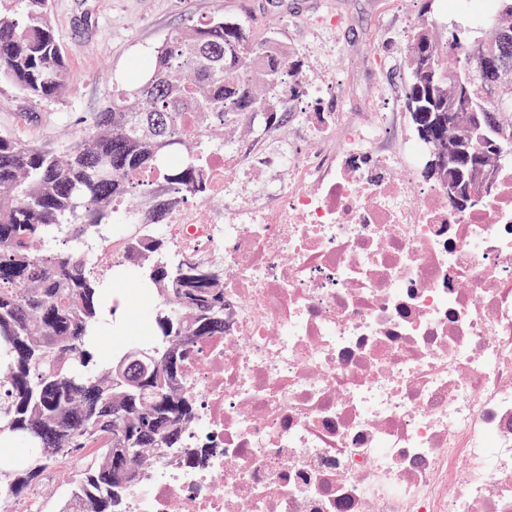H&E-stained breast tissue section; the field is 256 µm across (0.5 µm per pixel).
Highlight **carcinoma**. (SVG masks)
Listing matches in <instances>:
<instances>
[{"mask_svg":"<svg viewBox=\"0 0 512 512\" xmlns=\"http://www.w3.org/2000/svg\"><path fill=\"white\" fill-rule=\"evenodd\" d=\"M50 0H0V79L38 101L61 95L67 56ZM476 49L488 72L466 68ZM405 106L428 150L426 177L472 184L469 164L448 156V113L468 101L481 115L474 154L512 138V0H495L485 21L443 37L424 3L406 56ZM304 64L276 36L253 39L247 21L220 10L172 31L133 62L127 81L65 147L0 135V495L24 498L65 460L76 471L60 512H122L124 469L191 461L186 430L198 405L184 385L191 348L224 334V267L168 249L156 235L130 236L124 262L141 271L155 308L136 318L125 345L108 349L111 284L88 254L106 240L114 205L151 202V223L180 205L182 191L205 198L207 150L288 124L303 93ZM163 170L167 193L138 175Z\"/></svg>","mask_w":512,"mask_h":512,"instance_id":"carcinoma-1","label":"carcinoma"}]
</instances>
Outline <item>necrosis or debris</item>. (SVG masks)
Segmentation results:
<instances>
[{"mask_svg": "<svg viewBox=\"0 0 512 512\" xmlns=\"http://www.w3.org/2000/svg\"><path fill=\"white\" fill-rule=\"evenodd\" d=\"M394 121L213 149L219 217L188 196L157 225L232 273L189 365L200 455L148 468L126 512H512V164L457 213Z\"/></svg>", "mask_w": 512, "mask_h": 512, "instance_id": "1", "label": "necrosis or debris"}]
</instances>
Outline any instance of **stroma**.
<instances>
[{
  "instance_id": "stroma-1",
  "label": "stroma",
  "mask_w": 512,
  "mask_h": 512,
  "mask_svg": "<svg viewBox=\"0 0 512 512\" xmlns=\"http://www.w3.org/2000/svg\"><path fill=\"white\" fill-rule=\"evenodd\" d=\"M219 7L247 19L255 37L278 35L301 55L306 72L330 73L336 92L324 109L356 116L374 101L397 113L394 139L412 134L402 93L420 0H51L55 34L68 54L65 91L34 101L0 81V134L54 145L77 135L111 96L113 81L126 79L133 59ZM336 12L343 26L330 48L319 50L311 30Z\"/></svg>"
}]
</instances>
